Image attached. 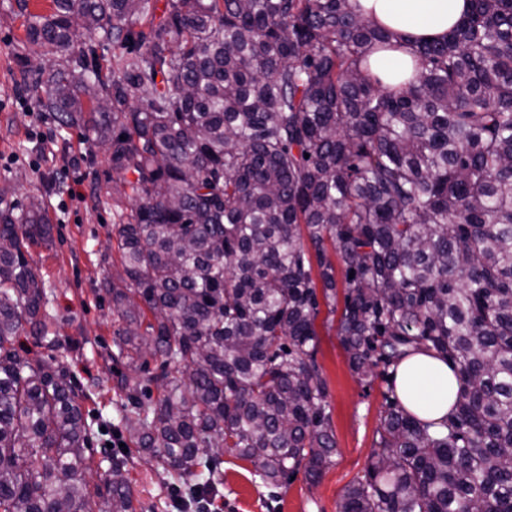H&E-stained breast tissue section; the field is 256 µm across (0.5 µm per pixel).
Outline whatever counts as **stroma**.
Returning <instances> with one entry per match:
<instances>
[{"label":"stroma","instance_id":"obj_1","mask_svg":"<svg viewBox=\"0 0 512 512\" xmlns=\"http://www.w3.org/2000/svg\"><path fill=\"white\" fill-rule=\"evenodd\" d=\"M16 9V0H0V187L8 186L10 199L21 206L31 196L43 198L52 243L31 246L28 259L46 282L53 332L78 341L71 369L88 389L84 407L95 460L126 457L134 512H177L175 501L188 497L196 479L156 469L131 443L110 373L119 321L101 284L120 267L113 226L129 213L131 202L113 200L112 168L80 130L60 128L31 100H20L23 75L17 53L24 29ZM43 134L53 158L42 163L38 139ZM338 319L325 306L316 319L317 362L327 383L337 449L331 464L316 482L299 474L274 490L260 481L251 462L225 452L214 476L217 512H338L350 485L363 477L388 385L352 371L336 334ZM115 439L121 446L114 450L110 444Z\"/></svg>","mask_w":512,"mask_h":512}]
</instances>
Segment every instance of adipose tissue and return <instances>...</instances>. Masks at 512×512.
<instances>
[{
  "mask_svg": "<svg viewBox=\"0 0 512 512\" xmlns=\"http://www.w3.org/2000/svg\"><path fill=\"white\" fill-rule=\"evenodd\" d=\"M365 17L397 34L401 47L371 56L369 70L395 84L412 61L408 44L445 36L469 9V0H358ZM397 395L408 412L421 420L447 419L457 397L458 379L443 359L425 352L405 357L394 369Z\"/></svg>",
  "mask_w": 512,
  "mask_h": 512,
  "instance_id": "ef3b65f1",
  "label": "adipose tissue"
}]
</instances>
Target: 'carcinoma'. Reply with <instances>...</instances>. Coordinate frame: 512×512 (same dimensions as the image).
Masks as SVG:
<instances>
[{
  "instance_id": "carcinoma-1",
  "label": "carcinoma",
  "mask_w": 512,
  "mask_h": 512,
  "mask_svg": "<svg viewBox=\"0 0 512 512\" xmlns=\"http://www.w3.org/2000/svg\"><path fill=\"white\" fill-rule=\"evenodd\" d=\"M51 2L18 0L21 90L107 147L112 194L134 201L103 288L138 449L180 476L204 467L198 509L226 448L267 487L321 477L336 454L315 326L318 296L336 311L331 248L352 371L387 378L423 349L459 381L443 430L389 388L338 512H512V0H470L397 88L364 68L395 36L354 0ZM49 235L42 197H0V512H133L120 463L105 490L86 480L83 391L28 260Z\"/></svg>"
}]
</instances>
